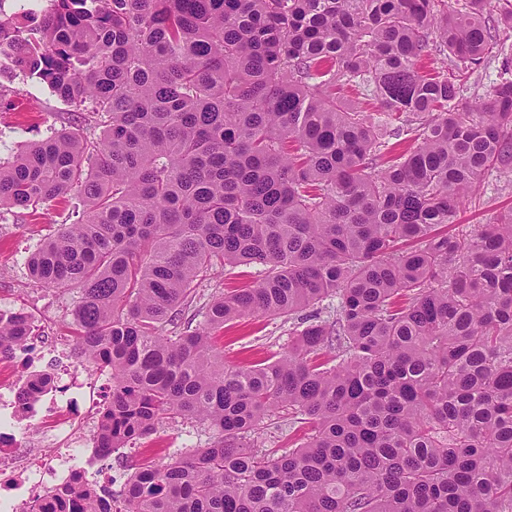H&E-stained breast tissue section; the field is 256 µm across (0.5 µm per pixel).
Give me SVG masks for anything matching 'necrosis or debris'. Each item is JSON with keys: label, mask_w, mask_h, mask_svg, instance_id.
<instances>
[{"label": "necrosis or debris", "mask_w": 512, "mask_h": 512, "mask_svg": "<svg viewBox=\"0 0 512 512\" xmlns=\"http://www.w3.org/2000/svg\"><path fill=\"white\" fill-rule=\"evenodd\" d=\"M52 352L45 357L28 340L0 354V470L12 473L0 482V512H44L48 501L71 487L99 492L113 484L111 475L79 462L97 435L96 381L65 343H55ZM41 372L51 375V388L21 396L32 375ZM47 440L55 453L37 457Z\"/></svg>", "instance_id": "obj_1"}]
</instances>
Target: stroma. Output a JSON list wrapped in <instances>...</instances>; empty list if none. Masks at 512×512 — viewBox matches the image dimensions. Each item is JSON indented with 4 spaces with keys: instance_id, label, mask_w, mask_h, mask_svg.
Wrapping results in <instances>:
<instances>
[{
    "instance_id": "1",
    "label": "stroma",
    "mask_w": 512,
    "mask_h": 512,
    "mask_svg": "<svg viewBox=\"0 0 512 512\" xmlns=\"http://www.w3.org/2000/svg\"><path fill=\"white\" fill-rule=\"evenodd\" d=\"M498 39L504 54L488 59L462 87L457 103L474 104L498 82L503 74V57L512 58V29H499ZM0 87L7 96L0 98V161L12 159L17 150L61 131L74 129L70 109L46 87L23 83L0 71ZM78 200L31 212L21 207L0 209V313H28L37 325L46 345L55 337L68 336L69 326L79 301L77 289H54L32 280L26 261L47 237L61 225L72 223L71 212ZM512 208V171L485 173L474 192L462 204L457 221L466 226L490 224ZM297 320L283 316L253 314L225 325L218 332L216 345L229 364L271 357L286 351ZM213 440L206 423L183 419H165L158 425L157 447L161 462L191 448H205Z\"/></svg>"
}]
</instances>
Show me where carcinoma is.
Instances as JSON below:
<instances>
[{
	"instance_id": "carcinoma-1",
	"label": "carcinoma",
	"mask_w": 512,
	"mask_h": 512,
	"mask_svg": "<svg viewBox=\"0 0 512 512\" xmlns=\"http://www.w3.org/2000/svg\"><path fill=\"white\" fill-rule=\"evenodd\" d=\"M49 0L0 13V57L95 119L0 162V207L78 193L28 260L78 289L70 333L112 375L99 447L202 421L206 448L141 464L123 512H512V209L448 232L512 169V77L460 109L501 53L486 0ZM453 58L432 75L419 63ZM358 86L394 128L348 106ZM413 145L400 151L401 135ZM262 267L183 320L216 267ZM310 319L288 351L228 365L250 314ZM33 335L0 315V352ZM279 411L311 433L251 443ZM59 512H112L83 490Z\"/></svg>"
}]
</instances>
